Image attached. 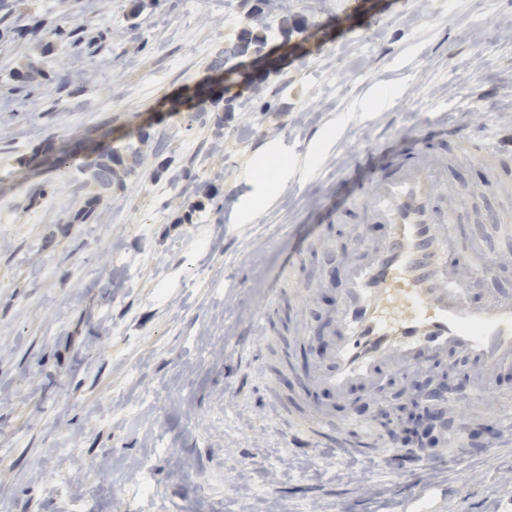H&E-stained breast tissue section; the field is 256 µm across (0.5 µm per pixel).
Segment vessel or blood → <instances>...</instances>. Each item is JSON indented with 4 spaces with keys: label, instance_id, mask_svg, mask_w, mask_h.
I'll return each instance as SVG.
<instances>
[{
    "label": "vessel or blood",
    "instance_id": "b4317fda",
    "mask_svg": "<svg viewBox=\"0 0 512 512\" xmlns=\"http://www.w3.org/2000/svg\"><path fill=\"white\" fill-rule=\"evenodd\" d=\"M446 164L418 148L389 176L375 181L365 206L382 238L358 242L369 261L348 265L326 332L330 349L309 376L311 389L345 399L382 374L398 375L454 354L467 360L477 387L512 367V298L475 305L470 296L491 267L479 254L459 256L450 242L455 210H440ZM292 440L337 453L369 452L357 426L336 428L328 413L289 419Z\"/></svg>",
    "mask_w": 512,
    "mask_h": 512
}]
</instances>
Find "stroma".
<instances>
[{
  "label": "stroma",
  "mask_w": 512,
  "mask_h": 512,
  "mask_svg": "<svg viewBox=\"0 0 512 512\" xmlns=\"http://www.w3.org/2000/svg\"><path fill=\"white\" fill-rule=\"evenodd\" d=\"M97 4L0 14V512H410L415 484L446 512H512V443L429 454L402 479L382 450L292 445L281 417L303 394L369 423L357 407L379 390L306 391L312 336L345 283L335 258L381 233L370 184L416 147L468 190L455 247L496 260L472 303L512 296V234L492 220L512 157L480 158L458 133L512 126V0H289L304 34L257 87L231 86L225 114L165 103L208 75L254 0H144L136 16L131 0ZM75 24L85 44L64 50L53 31ZM32 66L36 80L11 79ZM103 140L140 154L108 190L38 154ZM95 196L94 220L75 223ZM259 339L256 362L238 358ZM495 396L512 398V368L448 413L479 429Z\"/></svg>",
  "instance_id": "1"
}]
</instances>
